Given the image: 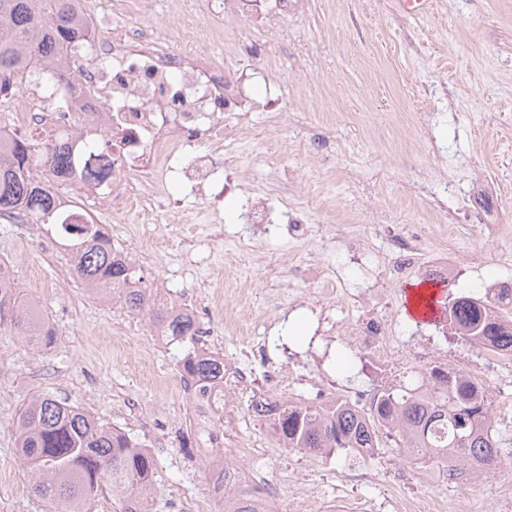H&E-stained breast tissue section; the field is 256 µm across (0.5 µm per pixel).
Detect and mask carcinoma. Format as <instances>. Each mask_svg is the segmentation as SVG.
Wrapping results in <instances>:
<instances>
[{"label": "carcinoma", "instance_id": "carcinoma-1", "mask_svg": "<svg viewBox=\"0 0 512 512\" xmlns=\"http://www.w3.org/2000/svg\"><path fill=\"white\" fill-rule=\"evenodd\" d=\"M76 0H0V120L19 94L18 81L40 82L66 101L79 69L68 64L78 38L91 53L90 20L75 11ZM70 167L69 147L34 131L0 137V217L27 215L60 240L72 272L92 295L119 300L148 319L163 343L179 350L175 366L204 395L224 385V359L200 346L197 322L174 310L139 266L112 244L100 224H75L64 216L59 186ZM443 320L472 345L512 353V306L486 297L477 305L462 295L444 307ZM15 331L31 346H47L54 329L23 300L14 280H0V330ZM271 427L286 448L309 455L338 449L371 453L388 439L410 460L438 463L452 476L460 470L487 472L501 452L486 390L463 371L434 365L406 384L383 388L361 411L335 398L323 406L290 400L273 404ZM18 454L30 469L32 491L46 512H90L100 495L112 497L114 512H144L153 488L154 457L128 432L102 422L53 395L33 396L16 425ZM222 512H263L250 483L236 467L224 469Z\"/></svg>", "mask_w": 512, "mask_h": 512}]
</instances>
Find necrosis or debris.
Here are the masks:
<instances>
[{
  "mask_svg": "<svg viewBox=\"0 0 512 512\" xmlns=\"http://www.w3.org/2000/svg\"><path fill=\"white\" fill-rule=\"evenodd\" d=\"M299 0H208L211 20L195 26L194 14L176 8L162 21L147 16L137 0H125L112 13V36L95 43L92 62L80 51L71 59L79 82L69 103H49L42 85L17 100L5 123L13 132L42 131L55 140L67 136L71 146L70 183L85 196L103 201L113 217L136 213L155 224L186 223L184 206L173 205L167 192L179 181L196 212L211 221L213 238L224 236L217 203L225 193L224 171L232 167L229 143L253 134L251 94L241 76L225 69L229 55L260 57L261 42L229 43L225 17L249 21L263 12L280 20L296 13ZM141 14L140 22L129 19ZM188 31L196 48L174 50L175 31ZM111 137L109 150L90 149V140ZM245 196L240 223L248 227L235 259L255 258L259 244L281 231L305 236L309 208L304 195L284 177L270 176L257 166L239 175L235 186ZM351 342L370 343L373 358L388 364L400 358L395 329L385 316H370L343 327ZM162 388L185 395L194 426L206 427L222 390L210 398L189 394L180 376L160 379Z\"/></svg>",
  "mask_w": 512,
  "mask_h": 512,
  "instance_id": "1",
  "label": "necrosis or debris"
}]
</instances>
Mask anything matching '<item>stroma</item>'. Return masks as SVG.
<instances>
[{
	"mask_svg": "<svg viewBox=\"0 0 512 512\" xmlns=\"http://www.w3.org/2000/svg\"><path fill=\"white\" fill-rule=\"evenodd\" d=\"M267 59L242 57L229 66L242 74L254 98L282 91L289 117L263 138L235 146L242 168L273 160L284 166L306 195L320 223L356 225L360 242L386 258L399 220L422 227L420 263L436 255L447 229L432 223L427 203L409 209L415 173L430 177L433 197L472 231L458 243L457 275L445 294L476 296L485 280L512 279V0H435L426 15L399 11L395 0H309L306 12L289 19L287 37L264 33ZM331 126L330 159L319 162L303 148ZM487 172L501 186L484 192L477 175ZM448 177L447 187L435 184ZM498 223L487 235L480 218ZM128 236H113L120 250L143 241L156 253L143 265L148 280L164 284L178 302L205 303L225 281L250 283V306L264 313L268 285L257 270L238 265L224 240L202 234L197 225L175 228L129 220ZM192 236L196 260L181 253V234ZM274 252L319 255L345 285L357 266L343 243H302L283 236ZM484 259L471 267L467 255ZM0 260L9 262L20 293L56 328L54 343L32 348L0 331V512H43L30 492V476L15 447V424L36 393L80 406L119 427L146 446L157 463L148 512H180L188 501L208 499L207 470L236 461L249 477L280 489L277 512H336L341 500L368 501L376 512H393L395 499L446 503L445 512H512V424L494 420L502 454L495 470L447 477L441 466L407 460L397 448L362 456L339 450L309 456L276 445L266 423L253 417L252 392L265 389L270 371L300 367L299 380L282 396L305 404L318 394L341 397L365 409L374 394L414 368L445 364L479 380L494 399L512 398V365L493 363L450 328L414 320L406 312L409 290L423 281L418 272L393 281L381 272L378 312L390 316L398 345L420 346L427 355L393 365L377 363L369 350L346 345L333 335L336 324L364 319L367 308L340 295L324 298L319 286L299 283L272 325L251 335L221 331L210 314L201 340L205 347L236 358L246 346H266L265 359L252 364V390L229 388L225 409L233 419L231 447L206 455L186 448L190 431L180 394L157 388L155 377L174 372V352L151 343L148 326L119 303L86 293L56 246L30 241L25 225L0 219ZM364 480H355V473ZM433 481H425L426 473Z\"/></svg>",
	"mask_w": 512,
	"mask_h": 512,
	"instance_id": "1",
	"label": "stroma"
}]
</instances>
